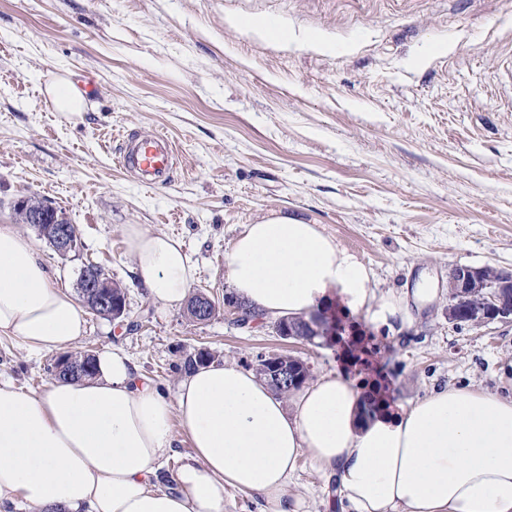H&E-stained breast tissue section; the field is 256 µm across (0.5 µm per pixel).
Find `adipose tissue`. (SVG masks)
<instances>
[{
	"label": "adipose tissue",
	"instance_id": "1",
	"mask_svg": "<svg viewBox=\"0 0 512 512\" xmlns=\"http://www.w3.org/2000/svg\"><path fill=\"white\" fill-rule=\"evenodd\" d=\"M128 253L151 302L176 309L196 268L180 238L129 224ZM236 301L263 317L335 309L376 329L411 326L433 295L379 291L373 270L321 225L286 215L243 225L225 255ZM79 301L35 245L0 225V335L28 351H61L85 333ZM360 336L336 369L281 395L234 362L185 373L174 399L119 348L95 377L57 380L42 395L0 378V512H225V493L258 495L263 512H512V397L448 385L390 405L359 371ZM180 425L189 454L159 470ZM321 483L292 491L300 456Z\"/></svg>",
	"mask_w": 512,
	"mask_h": 512
}]
</instances>
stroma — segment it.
<instances>
[{
    "instance_id": "stroma-1",
    "label": "stroma",
    "mask_w": 512,
    "mask_h": 512,
    "mask_svg": "<svg viewBox=\"0 0 512 512\" xmlns=\"http://www.w3.org/2000/svg\"><path fill=\"white\" fill-rule=\"evenodd\" d=\"M509 51L512 0H0V224L23 196L65 211L68 255L18 230L69 288L91 261L127 290L124 321L88 315L70 353L121 348L164 396L201 348L250 370L261 354L335 369V343L282 338L269 319L238 327L224 305L225 253L280 211L322 225L379 290L433 282L412 327L364 331L395 402L448 384L512 396V321L448 318L452 268L512 269ZM61 77L93 84L81 116L46 107ZM152 131L180 156L160 189L116 163L122 135ZM128 224L183 240L213 318L148 300ZM56 359L0 335V376L18 387L46 390Z\"/></svg>"
}]
</instances>
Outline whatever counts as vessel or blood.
Wrapping results in <instances>:
<instances>
[{"label": "vessel or blood", "instance_id": "obj_1", "mask_svg": "<svg viewBox=\"0 0 512 512\" xmlns=\"http://www.w3.org/2000/svg\"><path fill=\"white\" fill-rule=\"evenodd\" d=\"M117 161L142 184L152 187L169 185L177 168L175 147L159 133L127 136L118 149Z\"/></svg>", "mask_w": 512, "mask_h": 512}]
</instances>
